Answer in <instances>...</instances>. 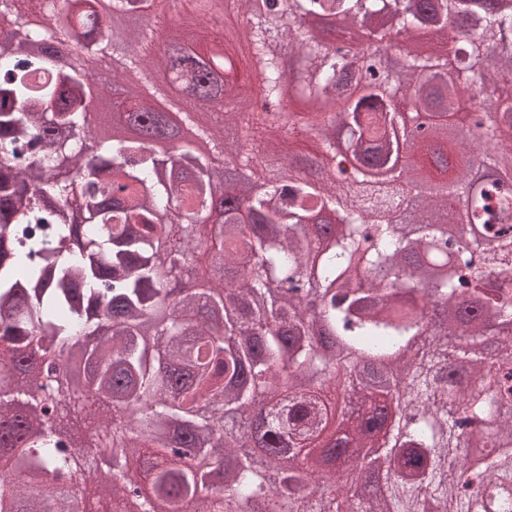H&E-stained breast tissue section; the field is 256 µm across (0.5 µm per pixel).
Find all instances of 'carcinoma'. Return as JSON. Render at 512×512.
<instances>
[{
  "label": "carcinoma",
  "mask_w": 512,
  "mask_h": 512,
  "mask_svg": "<svg viewBox=\"0 0 512 512\" xmlns=\"http://www.w3.org/2000/svg\"><path fill=\"white\" fill-rule=\"evenodd\" d=\"M54 2L48 35L33 25L42 5L0 0L14 26L13 41H0V457L16 476L0 482V512H62L76 467L89 469L102 512H512V234L500 228L512 224V0H268L267 15L234 0L250 16L251 69L229 60L213 77L210 46L170 43L194 107L224 105L230 83L248 100L256 69L276 100L287 88L276 28L309 108L287 122L327 152L336 130L348 131L353 183L320 170L260 191L253 169L267 145L257 131L228 142L222 128L198 127L208 151L166 159L149 144L177 125L138 86L117 106L132 134L91 126L96 74L53 62L48 41L84 26L80 55L110 47L146 83L167 20L156 14L118 42L96 24L97 0ZM150 3L114 0L135 16ZM322 25L348 37L325 43ZM393 30L452 45L442 57L392 54ZM34 41L45 42L40 53L24 52ZM364 41L376 47L360 69L371 93L324 116ZM488 51L501 81L474 104L468 89ZM465 106L468 139L453 119ZM421 109L462 154L447 182L396 167L403 151L449 167L439 148L394 133ZM217 155L236 166L227 186ZM393 206L412 222L377 221ZM437 252L447 261L422 263ZM367 273L375 281L364 288ZM301 286L320 299L319 325L295 295ZM177 294L180 308L165 313ZM430 302L448 314L433 333ZM38 353L86 362L82 402L40 382L56 365H36ZM364 360L386 361L405 386L379 389L357 370ZM283 385L288 403L258 419L253 394L275 398ZM101 399L127 424L102 426ZM204 405L245 422L279 482L226 445ZM59 421L81 423L90 445L71 450ZM182 431L201 458L224 449L222 485L171 456Z\"/></svg>",
  "instance_id": "cac0c4a2"
}]
</instances>
